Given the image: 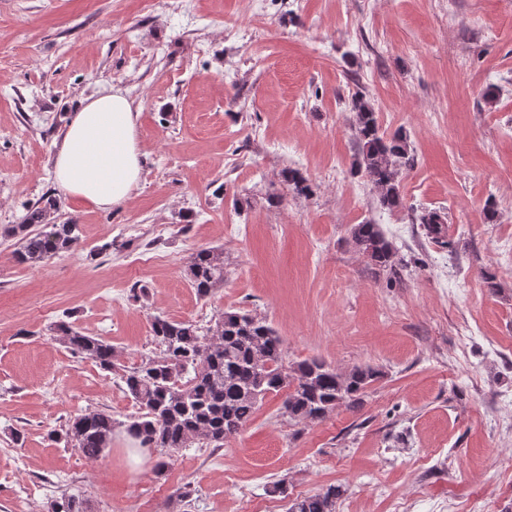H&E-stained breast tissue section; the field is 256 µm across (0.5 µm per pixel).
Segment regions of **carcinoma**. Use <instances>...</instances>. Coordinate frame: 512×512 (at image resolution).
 Masks as SVG:
<instances>
[{
  "label": "carcinoma",
  "mask_w": 512,
  "mask_h": 512,
  "mask_svg": "<svg viewBox=\"0 0 512 512\" xmlns=\"http://www.w3.org/2000/svg\"><path fill=\"white\" fill-rule=\"evenodd\" d=\"M352 130L358 146L353 168L364 174L377 193L379 206L390 211L405 208L400 191L402 170L414 164L407 135L381 131L373 104L356 93L349 103ZM282 178L298 195L312 193L308 180L295 168L282 171ZM56 198L47 196L28 211L20 224H10L0 233L15 241L19 263L37 266L80 247L79 225L57 224L51 214L58 210ZM445 213L424 210L417 221L426 235L439 239L445 230ZM357 250L369 262L398 276L392 242L378 224L366 221L350 229ZM186 273L202 298L224 286V249L200 247L187 261ZM153 342L160 347L132 370L119 363L116 348L108 341L88 336L62 321L57 338L72 353L93 360L101 369L122 380L136 414L121 423L139 447L160 455L155 471L163 473L184 448L205 444L224 446L238 435L270 394L283 395L282 415L299 423L321 421L341 407H360L365 390L380 377L369 365L340 370L312 358L285 363L282 340L264 317L241 310H226L206 333L190 321L155 316L150 324ZM116 421L112 413L94 410L76 415L55 439L96 459L112 442ZM343 494L331 485L315 494L290 501L287 512H336ZM48 512H85L75 496L53 502Z\"/></svg>",
  "instance_id": "obj_1"
}]
</instances>
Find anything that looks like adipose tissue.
<instances>
[{
	"mask_svg": "<svg viewBox=\"0 0 512 512\" xmlns=\"http://www.w3.org/2000/svg\"><path fill=\"white\" fill-rule=\"evenodd\" d=\"M139 114L115 91L85 99L72 112L54 155V176L67 197L94 209L129 202L143 174Z\"/></svg>",
	"mask_w": 512,
	"mask_h": 512,
	"instance_id": "1",
	"label": "adipose tissue"
}]
</instances>
